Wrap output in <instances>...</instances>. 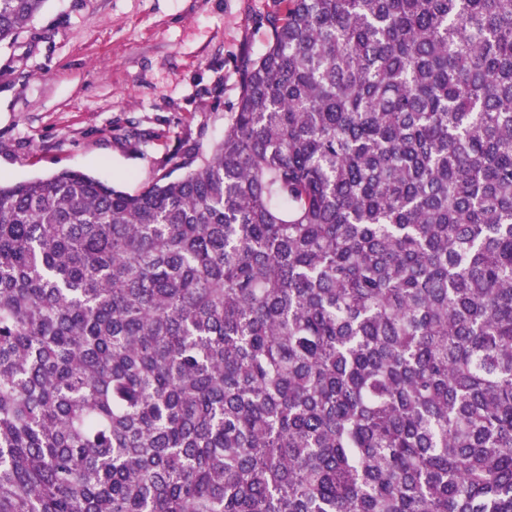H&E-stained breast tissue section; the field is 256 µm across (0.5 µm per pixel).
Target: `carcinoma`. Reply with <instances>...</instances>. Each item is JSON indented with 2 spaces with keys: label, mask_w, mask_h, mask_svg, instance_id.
Listing matches in <instances>:
<instances>
[{
  "label": "carcinoma",
  "mask_w": 512,
  "mask_h": 512,
  "mask_svg": "<svg viewBox=\"0 0 512 512\" xmlns=\"http://www.w3.org/2000/svg\"><path fill=\"white\" fill-rule=\"evenodd\" d=\"M266 22L140 191L0 183V512H512V0Z\"/></svg>",
  "instance_id": "carcinoma-1"
}]
</instances>
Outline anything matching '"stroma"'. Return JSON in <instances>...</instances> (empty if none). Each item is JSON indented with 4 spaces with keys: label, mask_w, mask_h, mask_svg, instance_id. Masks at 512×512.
Instances as JSON below:
<instances>
[{
    "label": "stroma",
    "mask_w": 512,
    "mask_h": 512,
    "mask_svg": "<svg viewBox=\"0 0 512 512\" xmlns=\"http://www.w3.org/2000/svg\"><path fill=\"white\" fill-rule=\"evenodd\" d=\"M272 0H46L0 43V181L63 170L128 192L224 133Z\"/></svg>",
    "instance_id": "1"
}]
</instances>
